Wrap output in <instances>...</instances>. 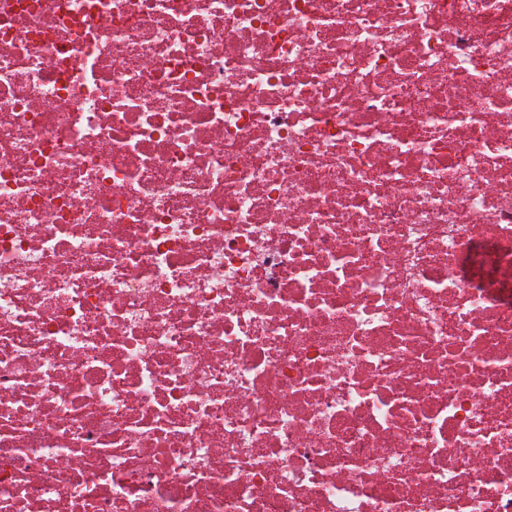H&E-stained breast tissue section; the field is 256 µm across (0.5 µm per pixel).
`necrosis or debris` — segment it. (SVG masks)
I'll use <instances>...</instances> for the list:
<instances>
[{
  "instance_id": "necrosis-or-debris-1",
  "label": "necrosis or debris",
  "mask_w": 512,
  "mask_h": 512,
  "mask_svg": "<svg viewBox=\"0 0 512 512\" xmlns=\"http://www.w3.org/2000/svg\"><path fill=\"white\" fill-rule=\"evenodd\" d=\"M0 512H512V0H0Z\"/></svg>"
}]
</instances>
